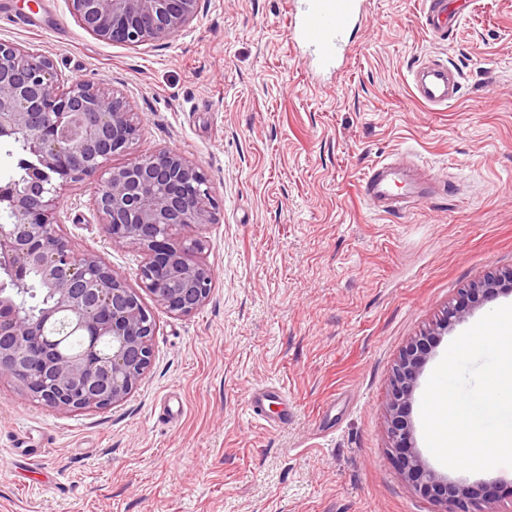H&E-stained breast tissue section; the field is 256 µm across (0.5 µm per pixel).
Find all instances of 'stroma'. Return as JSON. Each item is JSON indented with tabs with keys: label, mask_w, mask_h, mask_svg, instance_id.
Instances as JSON below:
<instances>
[{
	"label": "stroma",
	"mask_w": 512,
	"mask_h": 512,
	"mask_svg": "<svg viewBox=\"0 0 512 512\" xmlns=\"http://www.w3.org/2000/svg\"><path fill=\"white\" fill-rule=\"evenodd\" d=\"M422 0H371V35L338 79L318 83L291 47L286 0H202L189 32L131 49L90 36L66 0H0V41L123 96L139 132L115 164L173 149L207 174L219 209L201 238L215 272L205 305L156 321L151 364L123 402L69 414L0 378V512H438L411 491L388 434L392 368L449 303L512 269V0H475L454 35L421 24ZM462 74L457 102L418 101L427 55ZM414 165L433 199L396 215L364 204L383 158ZM62 232L129 283L142 254L112 244L81 182ZM512 292L489 296L436 340L410 407L413 444L452 481L497 486L431 459L427 381L458 334ZM275 385L287 402L249 393ZM287 423H279L280 414ZM282 397V391L274 387L254 390L248 397L247 407L255 419L266 421L262 413L264 402L272 399H282Z\"/></svg>",
	"instance_id": "1"
}]
</instances>
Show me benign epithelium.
I'll list each match as a JSON object with an SVG mask.
<instances>
[{"label": "benign epithelium", "instance_id": "benign-epithelium-1", "mask_svg": "<svg viewBox=\"0 0 512 512\" xmlns=\"http://www.w3.org/2000/svg\"><path fill=\"white\" fill-rule=\"evenodd\" d=\"M70 14L94 38L129 48L162 45L185 32L201 0H67ZM138 135L126 101L101 82L64 78L37 50L0 42V140H25L32 158L21 183L0 184V261L12 287L0 284V378L18 382L42 405L58 412L104 409L124 401L152 358L154 317L139 290L174 316L198 311L215 279L194 258L200 239L185 227L216 223L217 202L206 173L173 150H159L120 165ZM95 184L94 206L114 246L139 249L138 287L94 251L79 250L61 233L63 203L75 183ZM37 278L46 300L35 316L22 312L16 288ZM512 269L488 275L448 305L432 331L411 341L392 369L387 404L395 460L407 487L443 506L471 512L491 501L489 485L450 482L431 470L413 448L408 410L435 337L462 321L470 308L503 285ZM65 319L84 337V348L62 354L59 338L44 328ZM112 349L103 353L99 341Z\"/></svg>", "mask_w": 512, "mask_h": 512}]
</instances>
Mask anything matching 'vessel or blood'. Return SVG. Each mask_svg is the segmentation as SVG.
I'll return each instance as SVG.
<instances>
[{
    "mask_svg": "<svg viewBox=\"0 0 512 512\" xmlns=\"http://www.w3.org/2000/svg\"><path fill=\"white\" fill-rule=\"evenodd\" d=\"M367 0H289L288 30L294 45L304 49L315 79L337 73L348 43L355 34H365ZM423 24L433 36L458 27L462 14L448 6V0H425ZM418 98L434 108L458 100L461 73L435 59L423 61L411 70ZM395 164L380 161L364 175L361 195L366 205L383 214L405 212L426 201L428 192L408 189L404 198L394 193Z\"/></svg>",
    "mask_w": 512,
    "mask_h": 512,
    "instance_id": "vessel-or-blood-1",
    "label": "vessel or blood"
}]
</instances>
